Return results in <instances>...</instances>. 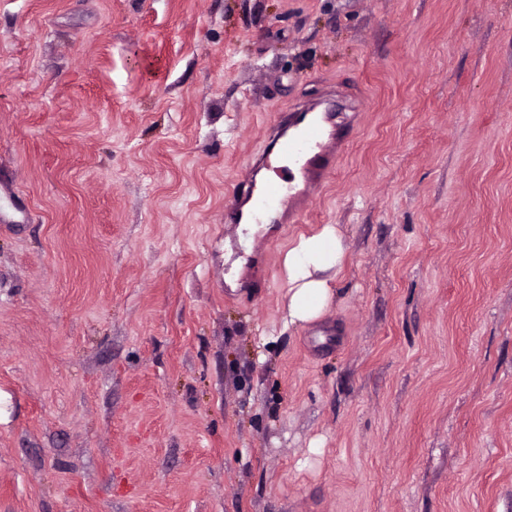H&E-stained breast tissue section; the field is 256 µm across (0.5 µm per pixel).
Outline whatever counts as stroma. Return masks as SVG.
Wrapping results in <instances>:
<instances>
[{"mask_svg": "<svg viewBox=\"0 0 512 512\" xmlns=\"http://www.w3.org/2000/svg\"><path fill=\"white\" fill-rule=\"evenodd\" d=\"M325 99L335 174L244 250ZM0 512H512V0H0ZM326 123L325 116L312 111L290 114L288 130L294 132H276L272 141L280 157L298 167V179L278 176L258 183L254 176L244 181L224 210L225 224H272L290 203L309 200L334 172L347 143L345 134L328 130ZM346 251L344 235L334 224L299 236L288 249L284 265L289 325L304 327L328 311L334 297L329 282L341 272Z\"/></svg>", "mask_w": 512, "mask_h": 512, "instance_id": "1", "label": "stroma"}]
</instances>
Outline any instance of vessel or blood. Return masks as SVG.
Instances as JSON below:
<instances>
[{"label": "vessel or blood", "mask_w": 512, "mask_h": 512, "mask_svg": "<svg viewBox=\"0 0 512 512\" xmlns=\"http://www.w3.org/2000/svg\"><path fill=\"white\" fill-rule=\"evenodd\" d=\"M289 127V132L275 133L272 140L280 157L298 167V176L243 182L224 211L225 223H275L289 204L310 199L334 172L346 135L328 129L325 120L312 111L292 113Z\"/></svg>", "instance_id": "vessel-or-blood-1"}]
</instances>
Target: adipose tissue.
<instances>
[{
	"label": "adipose tissue",
	"instance_id": "adipose-tissue-1",
	"mask_svg": "<svg viewBox=\"0 0 512 512\" xmlns=\"http://www.w3.org/2000/svg\"><path fill=\"white\" fill-rule=\"evenodd\" d=\"M346 251L343 233L332 224L299 236L289 248L284 261L289 324L302 327L328 311L334 297L331 276L341 272Z\"/></svg>",
	"mask_w": 512,
	"mask_h": 512
}]
</instances>
